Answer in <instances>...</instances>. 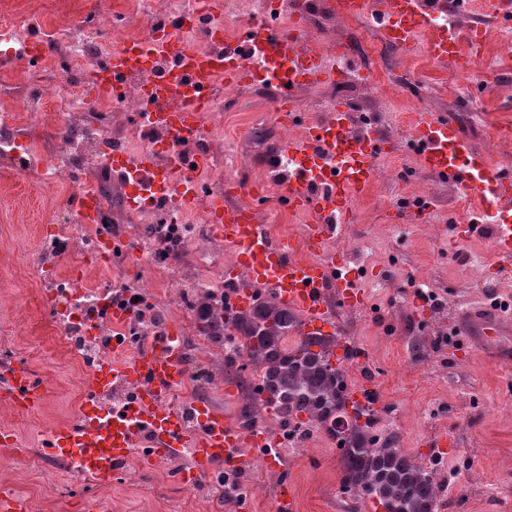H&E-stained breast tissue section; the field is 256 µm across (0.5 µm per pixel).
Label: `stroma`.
Returning <instances> with one entry per match:
<instances>
[{
	"mask_svg": "<svg viewBox=\"0 0 512 512\" xmlns=\"http://www.w3.org/2000/svg\"><path fill=\"white\" fill-rule=\"evenodd\" d=\"M94 7L95 0H0V21L31 15L43 25L62 24ZM378 42L377 33L364 31L351 61L378 77L370 115L394 142L393 167L411 177L374 181L369 195L356 205L354 221L362 226V235L341 228L334 238L337 255L373 282L361 307L335 311L343 340L363 356L359 362L345 361L347 384L373 378L381 400L379 431L400 435L404 451L436 459L443 475H454L439 512H512V365L488 355L480 340L482 330L471 320L479 302L492 314L512 310V279L495 277L488 235L451 240L452 208L441 203L448 186L428 174H414L416 157L402 131L415 114L399 86L389 80L391 74L409 72L425 88L424 111L455 112L467 122L478 113L484 126H490L512 124V77L503 78L474 105L451 67L405 57L397 50L377 54ZM278 136L262 99L240 94L224 114V139L239 154L237 176L242 181L266 183L265 159ZM405 193L431 196L439 205L422 222L400 223L396 205ZM58 194L55 188L0 176V335L12 337L13 357L27 360L50 389L46 404L32 416L0 403V432L15 435L12 446H0V465L11 470L12 490L28 498L54 496L57 512H86L88 483L67 473L37 471L20 452L31 436L75 417L86 382L85 370L51 333L38 305V280L29 261L40 231L54 222ZM473 255L482 261L477 279L464 273ZM63 270L76 272L88 288L110 282L160 285L169 278L148 261L134 272L122 262L107 272L87 266L75 254L67 257ZM420 289L435 293L437 302H417ZM416 336L426 339L419 354L410 346ZM196 355L214 375L207 400L235 417L243 392L225 379L222 351L203 345ZM442 432L456 439L455 447L445 452L430 445ZM284 460L281 470L252 461L241 471L238 482L247 512H273L274 501L285 491L296 499L298 512H382L372 501L356 504L341 492L339 451L330 438ZM174 472L171 466L139 462L113 478L101 494L111 499L112 512H165L169 502L181 504L184 512H239L234 504L219 506L205 486L183 487L174 481Z\"/></svg>",
	"mask_w": 512,
	"mask_h": 512,
	"instance_id": "obj_1",
	"label": "stroma"
}]
</instances>
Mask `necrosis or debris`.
<instances>
[{
	"instance_id": "4bbe7bcc",
	"label": "necrosis or debris",
	"mask_w": 512,
	"mask_h": 512,
	"mask_svg": "<svg viewBox=\"0 0 512 512\" xmlns=\"http://www.w3.org/2000/svg\"><path fill=\"white\" fill-rule=\"evenodd\" d=\"M205 7L204 0H134L132 12L126 13L101 0L96 14L84 22L44 33L40 63L23 66L18 81L0 84V98L21 112L40 111L47 90L56 91L54 102L61 123L26 126L16 119L0 118V174L43 184L63 183L69 188L56 216L62 229L42 234L33 260L42 282L40 302L57 335L70 352L89 358L94 367L110 362L115 350L134 351L149 336L160 333V326L152 321V296L143 284L129 293L113 291L108 285L83 287L59 271L60 261L75 251L87 261H104L102 241L113 235V224L119 221L148 227L147 236L136 242L135 259L180 268L185 253L198 239L197 225L208 223V207L223 196L224 180L232 176L239 161L235 148L224 141V112L239 94L258 96L262 87L228 85L216 79L199 129L191 137L172 140L158 126L159 114L167 105L146 93L145 76L127 77L124 92L104 96L93 87L91 72L104 60L110 44L134 38L136 17H192ZM354 44V39L342 37L325 43L324 64L335 72L336 80L301 88L299 111L322 116L336 109L335 89H370L373 74L349 72L342 64L343 50ZM151 151L157 152V165L162 169L175 159H200V166L188 173L199 192L195 203H188L158 178L144 184L136 195L122 189L119 209L101 203L97 224L75 221L76 200L98 191L96 183L84 179V172L105 168L115 152L133 161ZM116 305L131 313L119 328L112 325Z\"/></svg>"
}]
</instances>
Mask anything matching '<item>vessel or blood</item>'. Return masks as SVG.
Listing matches in <instances>:
<instances>
[{
	"label": "vessel or blood",
	"instance_id": "b4317fda",
	"mask_svg": "<svg viewBox=\"0 0 512 512\" xmlns=\"http://www.w3.org/2000/svg\"><path fill=\"white\" fill-rule=\"evenodd\" d=\"M336 7L342 17L373 24L392 47L408 52L421 46L429 61L464 72L479 91L486 89L492 73L477 66V55L492 29L512 27V0H337ZM281 9L282 0H264L263 21L220 47L209 34L204 48H191L183 39L182 25H158L149 37L115 47L91 79L98 92L109 93L113 79L128 74L136 56L161 46L153 73L154 94L179 105L177 113L163 115L161 123L194 126L206 108L199 87L211 85L219 76L230 84L250 82L255 77L254 60L263 58L264 80L276 96L279 124L302 130L299 138L282 141L267 176L289 210L305 215L306 222L299 239L276 237L270 225L256 221L252 208L234 202L242 188L234 182L225 184L224 199L212 202L211 228L236 253L234 265L224 270L225 278L237 284L236 309H248L256 289L268 288L301 316L302 333L328 336L337 332L335 307H357L367 296L365 276L338 259L328 244L338 225L350 223L355 204L367 194L377 162L389 153L390 143L377 127L358 123L350 109H337L325 121L295 111L299 89L332 79L333 74L323 65L320 42L301 25L285 31L276 26ZM448 13L469 19V27L438 26L437 18ZM410 144L423 171L468 197L472 206L462 218L465 234L490 228L493 268L497 275L512 276V175L490 164L450 112L417 113ZM113 171L122 179L136 174L145 183L158 173L150 153L142 155L136 169L118 163ZM474 317L484 328L488 349L499 351V320L486 316L480 306ZM187 375L182 339L173 328L131 356H114L96 370L95 384L86 392L78 417L46 431L43 453L79 460L84 474L103 484L145 446L156 458H172L190 449V461L178 473L188 488L218 467H240L250 448L263 452L266 467H279L270 448L273 435L245 434L206 399L191 401L197 426L189 428L185 408L172 402ZM118 382L139 385L138 397L125 414L102 420L99 394ZM47 396L46 383L21 363L12 364L6 380L0 381V399L26 413L40 409Z\"/></svg>",
	"mask_w": 512,
	"mask_h": 512
}]
</instances>
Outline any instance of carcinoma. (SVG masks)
<instances>
[{
	"label": "carcinoma",
	"instance_id": "obj_1",
	"mask_svg": "<svg viewBox=\"0 0 512 512\" xmlns=\"http://www.w3.org/2000/svg\"><path fill=\"white\" fill-rule=\"evenodd\" d=\"M189 295L200 334L225 349V377L245 387L237 423L249 429L270 413L285 430L322 429L340 451L343 492L375 499L383 512H437L445 484L436 465L399 448L396 434L380 432L374 414L349 402L347 373L331 364L336 336L302 335L286 349L301 320L272 293L256 294L238 313L213 304L206 286Z\"/></svg>",
	"mask_w": 512,
	"mask_h": 512
}]
</instances>
